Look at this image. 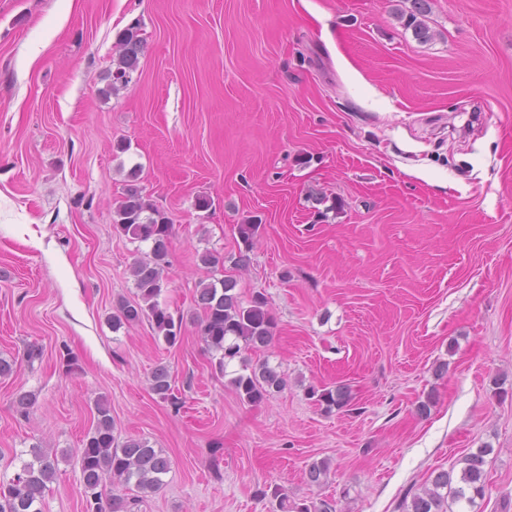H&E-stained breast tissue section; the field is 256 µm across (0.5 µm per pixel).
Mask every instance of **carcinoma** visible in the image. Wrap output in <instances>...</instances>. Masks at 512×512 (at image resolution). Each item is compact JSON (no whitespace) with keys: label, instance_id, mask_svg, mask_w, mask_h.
<instances>
[{"label":"carcinoma","instance_id":"cac0c4a2","mask_svg":"<svg viewBox=\"0 0 512 512\" xmlns=\"http://www.w3.org/2000/svg\"><path fill=\"white\" fill-rule=\"evenodd\" d=\"M411 8L400 17L405 25L412 28L421 41H429L433 34L423 17L429 9V0H410ZM144 40L140 27L134 23L123 29L117 39L118 56L112 69L111 89L125 87L140 63L144 52ZM115 231L133 243L145 244L149 253L137 259L131 266V275L137 290V299H120L115 313L111 316L112 329L148 321L156 336L169 347L181 340L184 317H174L168 306L159 301L166 285L165 271L170 265L172 224L169 218L144 193L138 185L137 169L128 174L121 199L114 208L112 217ZM258 224L238 225L239 238L243 249L239 250L234 265L249 264V253L259 231ZM237 281L226 277L217 281L200 283L196 302L203 310L200 321V337L206 348L218 354L215 368L226 373L228 365L241 357L245 351H260L270 346L276 329L274 316L267 308V302L256 295L244 303L236 292ZM240 400L256 405L288 384V376L267 362L255 366L243 363V372L232 378ZM150 389L163 401H172L171 370L166 364L156 365L150 374ZM310 398L323 407L327 413L345 407L349 402L347 392L341 387H311ZM96 415L91 429L82 440L79 466L86 499V512H130L129 500L137 501L158 491L162 476L170 469V461L163 451L153 448L143 438H128L122 442L115 436V422L108 402H95ZM488 448H480L461 459L462 468L459 486L453 485L450 471L438 472L431 486L413 495L411 500L402 502L403 512H443L445 496L440 490H447L455 502L474 504L475 498L484 493L485 456ZM33 460L22 465L21 472L7 484L0 483V512H42L48 484L57 477V457L36 445L31 448ZM121 485L125 491L135 493L132 498L113 494L102 503L103 487L106 482ZM275 501L274 512H336L333 500L322 499L319 504H307L291 499L287 493L275 488L272 492H261Z\"/></svg>","mask_w":512,"mask_h":512}]
</instances>
